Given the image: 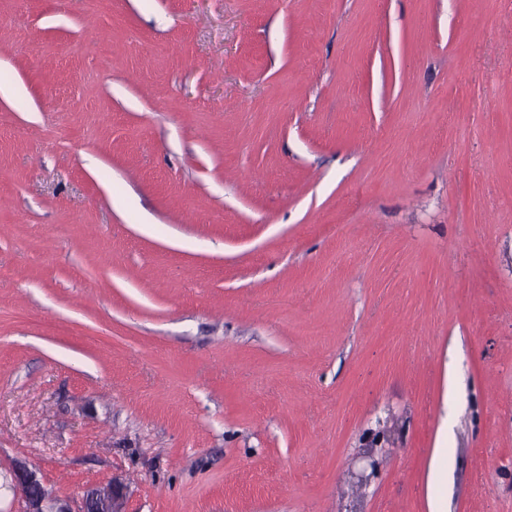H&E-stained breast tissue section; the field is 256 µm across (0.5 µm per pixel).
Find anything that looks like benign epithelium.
I'll use <instances>...</instances> for the list:
<instances>
[{"label": "benign epithelium", "mask_w": 512, "mask_h": 512, "mask_svg": "<svg viewBox=\"0 0 512 512\" xmlns=\"http://www.w3.org/2000/svg\"><path fill=\"white\" fill-rule=\"evenodd\" d=\"M9 473L15 496L7 512H122L116 488L110 483L86 490L74 509L67 505L55 508L53 493L24 462H13Z\"/></svg>", "instance_id": "benign-epithelium-1"}]
</instances>
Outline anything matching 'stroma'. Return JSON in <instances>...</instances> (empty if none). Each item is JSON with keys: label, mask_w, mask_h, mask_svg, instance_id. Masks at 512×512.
Here are the masks:
<instances>
[{"label": "stroma", "mask_w": 512, "mask_h": 512, "mask_svg": "<svg viewBox=\"0 0 512 512\" xmlns=\"http://www.w3.org/2000/svg\"><path fill=\"white\" fill-rule=\"evenodd\" d=\"M1 85L0 472L512 512V0H0Z\"/></svg>", "instance_id": "1"}]
</instances>
